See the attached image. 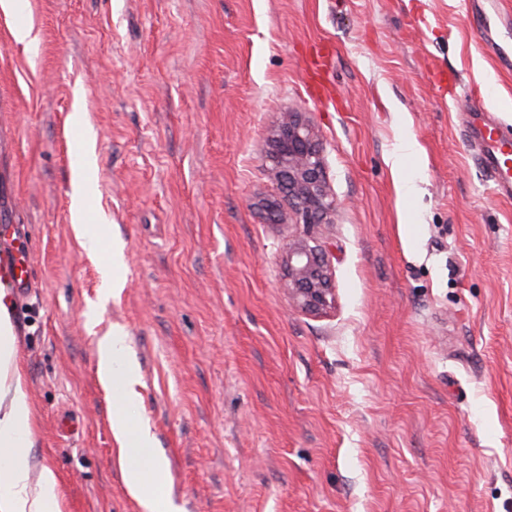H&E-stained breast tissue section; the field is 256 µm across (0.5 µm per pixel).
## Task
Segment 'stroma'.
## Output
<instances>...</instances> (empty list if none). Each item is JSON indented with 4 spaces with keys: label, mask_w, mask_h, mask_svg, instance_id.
I'll use <instances>...</instances> for the list:
<instances>
[{
    "label": "stroma",
    "mask_w": 512,
    "mask_h": 512,
    "mask_svg": "<svg viewBox=\"0 0 512 512\" xmlns=\"http://www.w3.org/2000/svg\"><path fill=\"white\" fill-rule=\"evenodd\" d=\"M512 0H26L0 12V225H24L13 301L31 477L61 512H144L97 375L128 334L176 512H512V200L472 111L512 136ZM28 24L34 48L12 31ZM334 50L327 97L305 60ZM312 126L333 224L269 223L284 115ZM419 156L393 171L403 138ZM122 288L104 295L106 251ZM329 243L336 304L300 312L289 239Z\"/></svg>",
    "instance_id": "1"
}]
</instances>
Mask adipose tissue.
<instances>
[{"instance_id": "ef3b65f1", "label": "adipose tissue", "mask_w": 512, "mask_h": 512, "mask_svg": "<svg viewBox=\"0 0 512 512\" xmlns=\"http://www.w3.org/2000/svg\"><path fill=\"white\" fill-rule=\"evenodd\" d=\"M11 305L10 291L0 288V512H61L53 470L43 469L39 483L30 482L34 413L16 356ZM127 339L119 327L99 337L97 372L119 397L113 428L124 447L127 483L151 500L165 480L164 467L149 455L153 442L149 428L126 421L125 411L138 400L140 384L136 370L125 359Z\"/></svg>"}]
</instances>
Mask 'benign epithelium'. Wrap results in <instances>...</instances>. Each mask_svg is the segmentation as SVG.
<instances>
[{
	"label": "benign epithelium",
	"mask_w": 512,
	"mask_h": 512,
	"mask_svg": "<svg viewBox=\"0 0 512 512\" xmlns=\"http://www.w3.org/2000/svg\"><path fill=\"white\" fill-rule=\"evenodd\" d=\"M269 157L286 188L287 206L304 224H327L336 212L330 196L322 151L311 128L297 112L290 113L271 140ZM287 273L281 283L304 312L320 314L335 303L331 262L325 245L307 239L288 244Z\"/></svg>",
	"instance_id": "obj_1"
}]
</instances>
